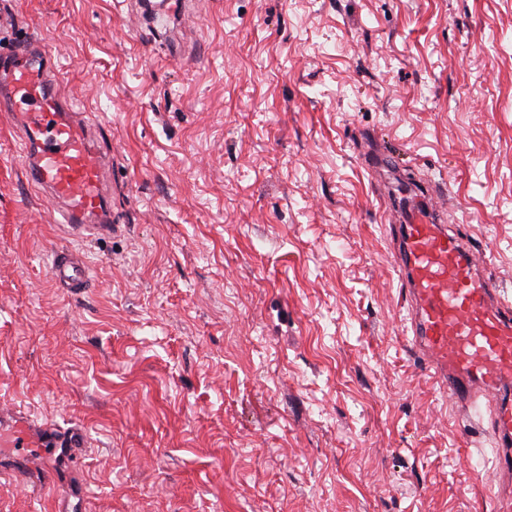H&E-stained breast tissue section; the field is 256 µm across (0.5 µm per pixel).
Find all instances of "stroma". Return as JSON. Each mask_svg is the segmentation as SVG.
<instances>
[{
  "label": "stroma",
  "mask_w": 512,
  "mask_h": 512,
  "mask_svg": "<svg viewBox=\"0 0 512 512\" xmlns=\"http://www.w3.org/2000/svg\"><path fill=\"white\" fill-rule=\"evenodd\" d=\"M112 157L68 235L0 117V400L85 425L84 466L0 512H502L497 453L407 342L377 177L444 188L512 301V0H0ZM80 251L87 288L49 280Z\"/></svg>",
  "instance_id": "obj_1"
}]
</instances>
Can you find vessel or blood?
I'll return each instance as SVG.
<instances>
[{"label": "vessel or blood", "mask_w": 512, "mask_h": 512, "mask_svg": "<svg viewBox=\"0 0 512 512\" xmlns=\"http://www.w3.org/2000/svg\"><path fill=\"white\" fill-rule=\"evenodd\" d=\"M56 59L29 38L0 51V112L21 135L22 163L72 235L112 231L107 178L110 161L72 101L54 82ZM398 227L395 262L409 301L410 344L440 394L462 409L484 402L499 448L498 470L512 469V302L506 301L475 256L474 245L449 230L443 210L423 194ZM50 279L74 293L86 287L88 267L69 250L53 255ZM13 476L51 486L59 476L46 459L58 449L78 455L89 442L82 428L12 417Z\"/></svg>", "instance_id": "obj_1"}]
</instances>
